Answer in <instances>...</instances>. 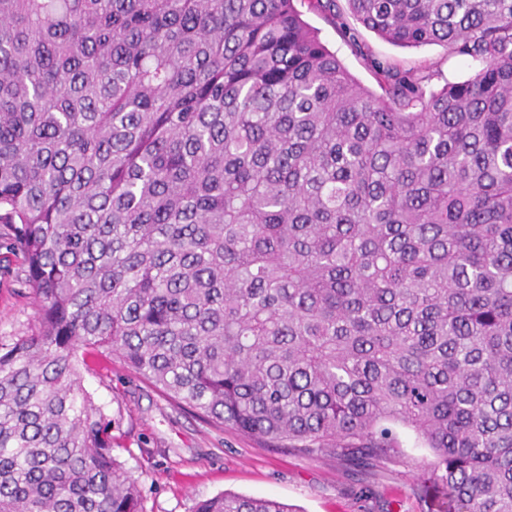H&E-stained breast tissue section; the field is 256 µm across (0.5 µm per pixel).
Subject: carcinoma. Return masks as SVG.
I'll list each match as a JSON object with an SVG mask.
<instances>
[{
    "instance_id": "cac0c4a2",
    "label": "carcinoma",
    "mask_w": 512,
    "mask_h": 512,
    "mask_svg": "<svg viewBox=\"0 0 512 512\" xmlns=\"http://www.w3.org/2000/svg\"><path fill=\"white\" fill-rule=\"evenodd\" d=\"M347 2L475 73L373 58L377 94L294 0H0V246L36 310L0 336V512H143L81 351L275 448L373 468L407 430L419 496L512 512V0Z\"/></svg>"
}]
</instances>
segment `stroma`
Returning <instances> with one entry per match:
<instances>
[{"label": "stroma", "mask_w": 512, "mask_h": 512, "mask_svg": "<svg viewBox=\"0 0 512 512\" xmlns=\"http://www.w3.org/2000/svg\"><path fill=\"white\" fill-rule=\"evenodd\" d=\"M303 19L349 72L370 90L376 79L367 55L405 66L430 64L441 81H460L471 64L450 58L440 45L402 47L355 25L345 38L306 0H295ZM21 259L0 247V336L26 335L35 323L32 300L18 277ZM97 405L122 418L123 436L113 453L140 481L145 512H193L199 500L228 491L271 497L302 512H438L436 498L421 499L417 489L434 456L400 432L398 454L366 470L330 456H309L271 448L235 428L218 426L185 409L118 359H101L83 374Z\"/></svg>", "instance_id": "stroma-1"}]
</instances>
